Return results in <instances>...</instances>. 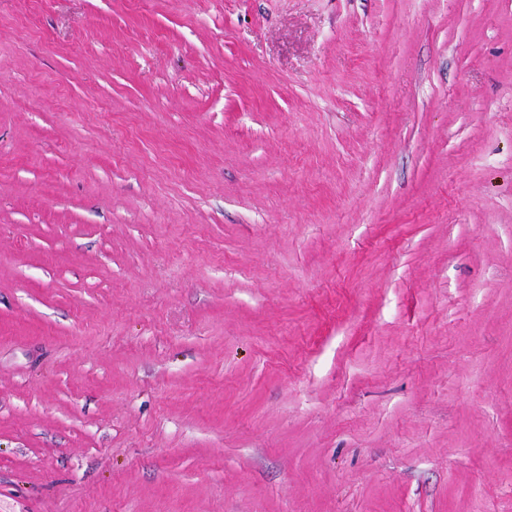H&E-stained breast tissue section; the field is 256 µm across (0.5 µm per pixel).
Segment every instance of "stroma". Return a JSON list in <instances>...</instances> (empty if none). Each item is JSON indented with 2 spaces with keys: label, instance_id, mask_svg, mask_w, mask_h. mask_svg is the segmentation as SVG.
I'll return each mask as SVG.
<instances>
[{
  "label": "stroma",
  "instance_id": "obj_1",
  "mask_svg": "<svg viewBox=\"0 0 512 512\" xmlns=\"http://www.w3.org/2000/svg\"><path fill=\"white\" fill-rule=\"evenodd\" d=\"M0 512H512V0H0Z\"/></svg>",
  "mask_w": 512,
  "mask_h": 512
}]
</instances>
